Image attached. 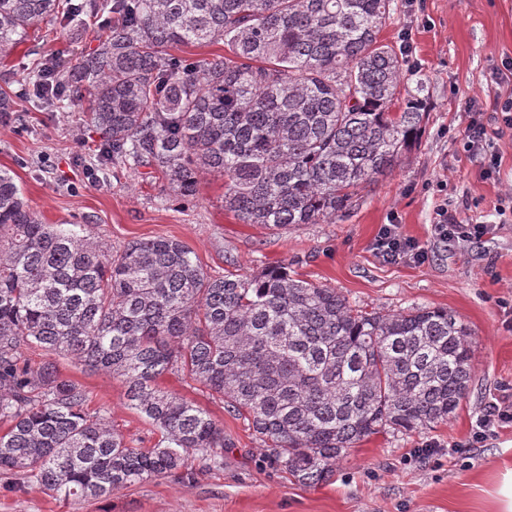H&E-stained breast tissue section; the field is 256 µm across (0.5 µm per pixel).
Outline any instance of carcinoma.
<instances>
[{"mask_svg": "<svg viewBox=\"0 0 512 512\" xmlns=\"http://www.w3.org/2000/svg\"><path fill=\"white\" fill-rule=\"evenodd\" d=\"M392 0H0V57L39 21L84 38L55 65L58 90L86 105L101 163L160 176L168 197L224 178V209L288 231L329 224L419 139L422 79L380 39ZM224 42L188 63L179 46ZM46 59L27 78L40 89ZM414 93L396 106L405 77ZM398 110H393V107ZM467 327L451 312L379 314L284 266L209 275L170 238L117 255L45 224L0 169V475L63 500H98L156 477L224 466V426L163 387L186 376L248 419L269 457L303 486L329 481L350 448L387 429L444 422L471 380ZM38 350L31 363L26 352ZM65 357L121 380L160 433L136 448L59 372Z\"/></svg>", "mask_w": 512, "mask_h": 512, "instance_id": "cac0c4a2", "label": "carcinoma"}]
</instances>
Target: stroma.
Wrapping results in <instances>:
<instances>
[{"instance_id": "obj_1", "label": "stroma", "mask_w": 512, "mask_h": 512, "mask_svg": "<svg viewBox=\"0 0 512 512\" xmlns=\"http://www.w3.org/2000/svg\"><path fill=\"white\" fill-rule=\"evenodd\" d=\"M381 38L394 45L427 87L418 143L387 175L365 185L346 216L276 234L242 224L222 205L224 181L201 178L189 202L165 199L161 179L119 165L97 171L98 137L78 107L64 101L37 107L23 79L36 58H74L61 21L33 25L0 63V93L15 118L0 124V168L11 171L29 206L48 224H75L119 253L139 238L170 237L194 252L204 271L252 274L287 264L290 273L336 289L351 304L383 314L444 308L470 330L472 379L447 422L411 432L374 435L350 449L329 482L298 484L274 463L247 420L165 376L163 386L223 424L230 446L220 469H199L192 483L156 478L104 500L64 501L37 488L9 492L0 477V512H498L493 492L512 468V422L495 437L474 441L489 403L512 401V134L500 132L490 104L504 94L497 74L512 60V0H393ZM475 102L486 143L501 158L486 174L462 133ZM459 224H486L482 245L445 248L434 235L440 205ZM401 225L427 256L389 264L373 251L382 225ZM63 374L90 393V410H105L113 429L138 448L155 441L151 425L126 404L119 379L62 361ZM434 453H426V445Z\"/></svg>"}]
</instances>
